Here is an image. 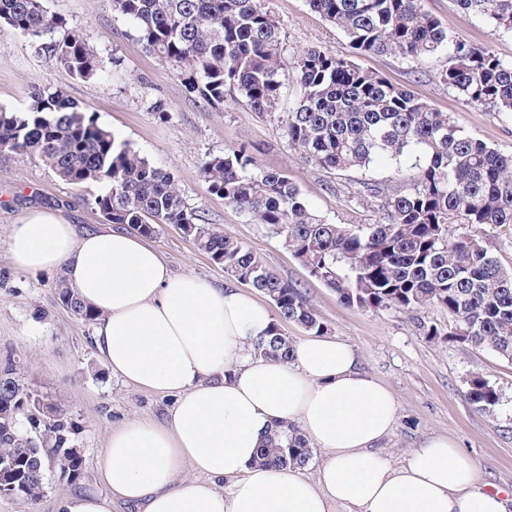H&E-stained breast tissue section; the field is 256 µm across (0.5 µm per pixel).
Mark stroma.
Returning a JSON list of instances; mask_svg holds the SVG:
<instances>
[{"label": "stroma", "instance_id": "stroma-1", "mask_svg": "<svg viewBox=\"0 0 512 512\" xmlns=\"http://www.w3.org/2000/svg\"><path fill=\"white\" fill-rule=\"evenodd\" d=\"M264 4L281 28L288 53L310 46L346 51L342 33L311 11L306 0H264ZM48 6L103 58H117L118 64L84 81L36 53L22 35L0 32V108L21 112L32 89L64 88L100 126L173 175L189 207L242 242L283 281L301 288L329 335L357 350L362 368L398 400L397 423L382 444L394 462H401L425 439L444 434L478 466L486 482L512 489V363L445 336L430 340L420 334L418 325L423 321L447 327L448 317L440 309L409 313L345 305L335 292L310 277L265 225L245 222L212 195L202 163L207 155L247 145L260 166L288 175L310 208L336 224L376 220L373 212H352L343 196V185L359 180V172L327 176L289 150L276 120L259 117L233 96L214 106L187 93L179 69L145 49L132 24L113 13L111 0H48ZM422 6L448 31L512 60V33L493 31L484 19L463 15L454 0H422ZM359 63L450 113L468 135L512 154V116L465 105L437 81L446 56L420 66L375 55L360 57ZM160 108L166 120H159ZM91 194V189L59 180L39 160L0 152V365L13 362L21 384L67 413L83 455L84 477L78 487L101 494L105 488L96 478L97 461L113 428L133 419L163 418L174 399L128 386L107 372L98 359L92 324L76 319L58 299L54 288L58 272L18 269L8 248L15 224L36 208L59 210L81 227L104 226ZM149 241L175 273L227 283L223 268L170 226H160ZM474 375L487 378L500 390L494 409L479 410L468 400L467 381ZM68 493V487L50 476L36 501L0 496V512H61Z\"/></svg>", "mask_w": 512, "mask_h": 512}]
</instances>
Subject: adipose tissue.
<instances>
[{"label": "adipose tissue", "instance_id": "1", "mask_svg": "<svg viewBox=\"0 0 512 512\" xmlns=\"http://www.w3.org/2000/svg\"><path fill=\"white\" fill-rule=\"evenodd\" d=\"M14 265L61 271L98 319L102 364L124 383L169 395L161 421L114 429L97 465L105 494L69 495L65 512H512V493L485 482L445 436L401 462L382 450L398 413L394 394L333 336L293 342L288 361L254 351L273 318L231 284L177 274L143 236L78 231L38 209L16 225ZM297 426L324 460L315 478L260 465L276 426Z\"/></svg>", "mask_w": 512, "mask_h": 512}]
</instances>
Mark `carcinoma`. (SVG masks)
Segmentation results:
<instances>
[{
	"mask_svg": "<svg viewBox=\"0 0 512 512\" xmlns=\"http://www.w3.org/2000/svg\"><path fill=\"white\" fill-rule=\"evenodd\" d=\"M459 10L512 32V0H454ZM310 9L340 30L345 53L318 46L286 56L281 30L263 0H112L138 40L184 74V88L210 104L227 95L281 123L288 148L332 175L365 172L380 160L415 159L409 180L361 179L348 202L371 206L375 224H334L313 212L285 174L264 169L247 148L210 155L202 165L209 191L247 221L267 226L308 274L340 300L361 309L414 311L433 306L448 314L450 335L512 362V270L483 240L460 225L491 229L512 224V155L464 132L455 119L406 86L358 64L389 55L417 64L442 53L440 84L467 106L512 114V61L489 47L450 34L421 0H308ZM29 40L71 76L89 81L104 60L83 35L66 29L45 0H0V29ZM62 36H57L58 32ZM293 76L301 92L278 112ZM0 150L42 162L72 185H98L92 204L112 224L153 235L161 224L254 288L283 322L314 334L327 331L300 288L285 283L232 236L188 206L170 173L119 142L62 88L35 89L24 112L0 109ZM58 300L79 320L98 314L60 278ZM292 341L273 323L255 343L263 356L286 360ZM0 486L3 496L37 500L47 474L72 486L83 477L67 414L24 387L13 363L0 366ZM467 394L490 410L501 393L480 375ZM270 466H305L311 448L294 426L277 429L260 450Z\"/></svg>",
	"mask_w": 512,
	"mask_h": 512,
	"instance_id": "cac0c4a2",
	"label": "carcinoma"
}]
</instances>
